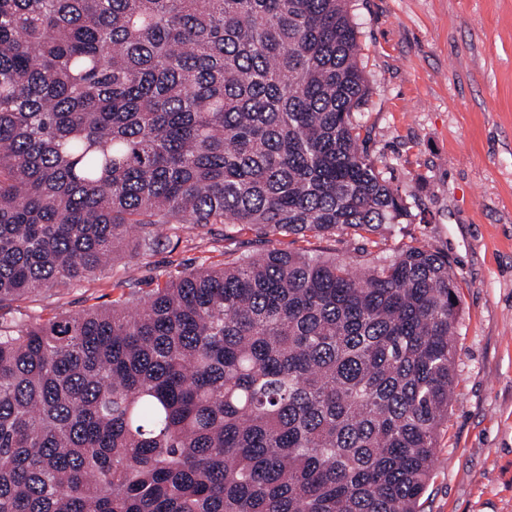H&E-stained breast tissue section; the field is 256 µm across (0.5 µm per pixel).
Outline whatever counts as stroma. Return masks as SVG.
<instances>
[{
	"instance_id": "1",
	"label": "stroma",
	"mask_w": 512,
	"mask_h": 512,
	"mask_svg": "<svg viewBox=\"0 0 512 512\" xmlns=\"http://www.w3.org/2000/svg\"><path fill=\"white\" fill-rule=\"evenodd\" d=\"M371 92L363 147L408 207L374 248L354 232L265 235L209 224L164 231L153 251L22 302L30 314L110 303L174 267L266 248L315 249L352 268L409 245L446 255L462 307L456 380L425 512H512V0H350Z\"/></svg>"
}]
</instances>
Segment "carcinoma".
I'll return each instance as SVG.
<instances>
[{
    "instance_id": "obj_1",
    "label": "carcinoma",
    "mask_w": 512,
    "mask_h": 512,
    "mask_svg": "<svg viewBox=\"0 0 512 512\" xmlns=\"http://www.w3.org/2000/svg\"><path fill=\"white\" fill-rule=\"evenodd\" d=\"M348 0H0V512H423L461 307L422 246L266 249L13 308L178 224L410 218Z\"/></svg>"
}]
</instances>
